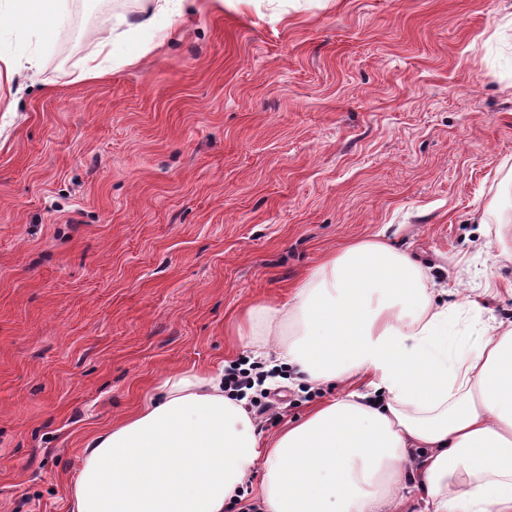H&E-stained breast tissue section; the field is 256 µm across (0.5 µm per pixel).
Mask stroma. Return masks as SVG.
<instances>
[{"label": "stroma", "mask_w": 512, "mask_h": 512, "mask_svg": "<svg viewBox=\"0 0 512 512\" xmlns=\"http://www.w3.org/2000/svg\"><path fill=\"white\" fill-rule=\"evenodd\" d=\"M0 112V512H68L87 436L162 375L240 363V316L385 232L461 325L512 323V0H65ZM109 72L78 80L97 35ZM287 386L275 432L320 401ZM148 6L144 8L136 25L133 28L149 31L152 35V47L161 46L169 36V28L173 17L181 18L183 0H148ZM165 16L167 24L160 25L158 18Z\"/></svg>", "instance_id": "1"}]
</instances>
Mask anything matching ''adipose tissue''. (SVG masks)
I'll return each instance as SVG.
<instances>
[{"mask_svg": "<svg viewBox=\"0 0 512 512\" xmlns=\"http://www.w3.org/2000/svg\"><path fill=\"white\" fill-rule=\"evenodd\" d=\"M183 0H148L152 46ZM53 34L61 0H10L4 20ZM431 272L379 238L328 253L284 302L239 328L254 358L338 387L265 438L224 368L162 377L133 415L91 436L70 512H224L261 466V512H393L409 479L426 512H512V325L467 345Z\"/></svg>", "mask_w": 512, "mask_h": 512, "instance_id": "obj_1", "label": "adipose tissue"}]
</instances>
